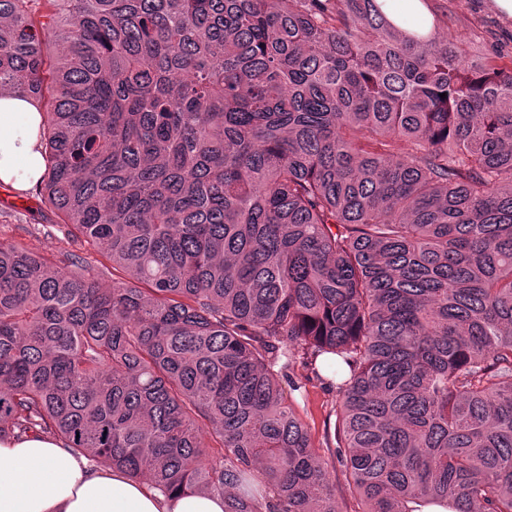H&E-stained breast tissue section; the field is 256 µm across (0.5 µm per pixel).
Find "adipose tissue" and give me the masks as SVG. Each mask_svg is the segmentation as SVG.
Segmentation results:
<instances>
[{"mask_svg":"<svg viewBox=\"0 0 512 512\" xmlns=\"http://www.w3.org/2000/svg\"><path fill=\"white\" fill-rule=\"evenodd\" d=\"M43 119L28 101L0 91V183L26 192L46 168ZM0 512H224L219 494L166 496L117 470H101L49 438L0 441Z\"/></svg>","mask_w":512,"mask_h":512,"instance_id":"ef3b65f1","label":"adipose tissue"}]
</instances>
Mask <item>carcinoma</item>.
I'll use <instances>...</instances> for the list:
<instances>
[{"label":"carcinoma","instance_id":"cac0c4a2","mask_svg":"<svg viewBox=\"0 0 512 512\" xmlns=\"http://www.w3.org/2000/svg\"><path fill=\"white\" fill-rule=\"evenodd\" d=\"M43 2L0 0V89L102 261L0 243V441L338 512L274 371L322 358L362 512H512V59L377 0Z\"/></svg>","mask_w":512,"mask_h":512}]
</instances>
